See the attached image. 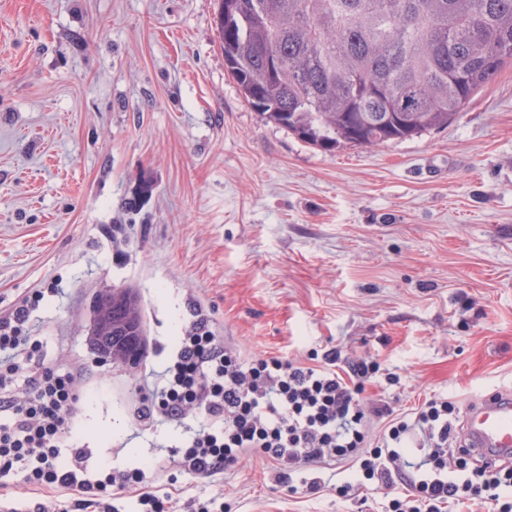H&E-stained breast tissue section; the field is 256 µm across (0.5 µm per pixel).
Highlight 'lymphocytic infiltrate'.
Wrapping results in <instances>:
<instances>
[{
	"instance_id": "lymphocytic-infiltrate-1",
	"label": "lymphocytic infiltrate",
	"mask_w": 512,
	"mask_h": 512,
	"mask_svg": "<svg viewBox=\"0 0 512 512\" xmlns=\"http://www.w3.org/2000/svg\"><path fill=\"white\" fill-rule=\"evenodd\" d=\"M32 311L25 304L0 318V493L4 476L18 469L36 497L32 512H112L116 489L165 512L173 493L145 469L88 472L91 451L74 437L84 373L45 365L43 343L29 328ZM380 371L372 357L345 361L337 350L319 365L244 362L198 320L158 381L142 386L134 415L143 427L197 416L183 446L168 451V464L187 475L212 477L257 454L289 484L302 468L348 460L356 479L337 485L341 496L402 486L382 512H466L478 501L512 512V460L490 463L463 447L459 403L438 397L413 417L393 416L362 397ZM376 418L386 421L377 436Z\"/></svg>"
}]
</instances>
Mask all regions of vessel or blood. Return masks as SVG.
<instances>
[{
  "mask_svg": "<svg viewBox=\"0 0 512 512\" xmlns=\"http://www.w3.org/2000/svg\"><path fill=\"white\" fill-rule=\"evenodd\" d=\"M463 444L489 462L512 457V396L492 391L470 404Z\"/></svg>",
  "mask_w": 512,
  "mask_h": 512,
  "instance_id": "1",
  "label": "vessel or blood"
}]
</instances>
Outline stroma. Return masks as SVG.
I'll return each instance as SVG.
<instances>
[{
  "label": "stroma",
  "instance_id": "obj_1",
  "mask_svg": "<svg viewBox=\"0 0 512 512\" xmlns=\"http://www.w3.org/2000/svg\"><path fill=\"white\" fill-rule=\"evenodd\" d=\"M217 0H0V317L36 301L46 362L92 368L89 469L154 462L184 429L135 426L139 388L197 319L244 357L369 355L394 414L512 389V66L448 127L323 151L224 69ZM133 289L137 367L92 342L96 295ZM289 492L270 463L177 477L172 512H378L349 462Z\"/></svg>",
  "mask_w": 512,
  "mask_h": 512
}]
</instances>
